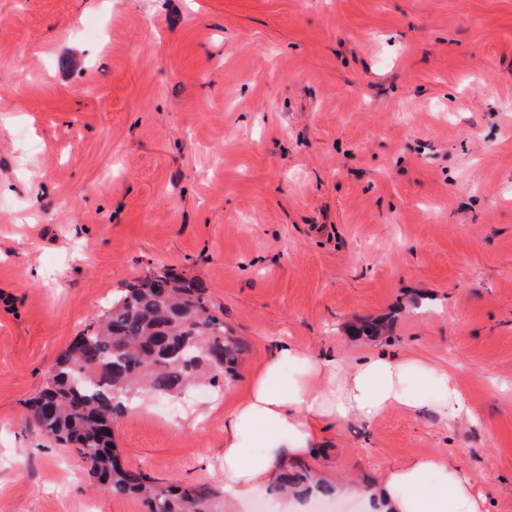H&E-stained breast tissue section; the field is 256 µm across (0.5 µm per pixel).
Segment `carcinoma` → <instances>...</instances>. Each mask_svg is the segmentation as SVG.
Here are the masks:
<instances>
[{
    "mask_svg": "<svg viewBox=\"0 0 512 512\" xmlns=\"http://www.w3.org/2000/svg\"><path fill=\"white\" fill-rule=\"evenodd\" d=\"M243 349L203 283L160 264L112 296L100 319L72 339L29 413L47 437L77 451L106 492L136 496L147 512H224L210 487L165 485L125 467L112 425L143 394L177 396L194 383L221 387ZM311 478L306 468L289 469L275 488Z\"/></svg>",
    "mask_w": 512,
    "mask_h": 512,
    "instance_id": "carcinoma-1",
    "label": "carcinoma"
}]
</instances>
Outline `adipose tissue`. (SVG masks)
Listing matches in <instances>:
<instances>
[{"mask_svg": "<svg viewBox=\"0 0 512 512\" xmlns=\"http://www.w3.org/2000/svg\"><path fill=\"white\" fill-rule=\"evenodd\" d=\"M392 407L448 420L468 409L448 368L383 352L348 361L281 342L224 413L225 501L271 483L282 461L316 455L327 429ZM371 497L378 512H486L464 471L429 457L389 470Z\"/></svg>", "mask_w": 512, "mask_h": 512, "instance_id": "ef3b65f1", "label": "adipose tissue"}]
</instances>
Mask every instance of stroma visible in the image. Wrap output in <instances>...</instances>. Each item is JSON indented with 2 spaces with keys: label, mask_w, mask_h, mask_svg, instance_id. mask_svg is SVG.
<instances>
[{
  "label": "stroma",
  "mask_w": 512,
  "mask_h": 512,
  "mask_svg": "<svg viewBox=\"0 0 512 512\" xmlns=\"http://www.w3.org/2000/svg\"><path fill=\"white\" fill-rule=\"evenodd\" d=\"M158 264L246 349L119 417L127 468L223 487L224 411L289 339L449 367L470 407L330 429L304 464L343 512L421 456L512 512V0H0V512H147L26 403Z\"/></svg>",
  "instance_id": "obj_1"
}]
</instances>
